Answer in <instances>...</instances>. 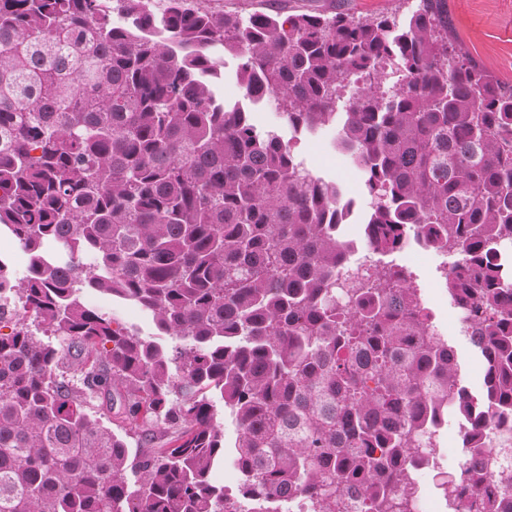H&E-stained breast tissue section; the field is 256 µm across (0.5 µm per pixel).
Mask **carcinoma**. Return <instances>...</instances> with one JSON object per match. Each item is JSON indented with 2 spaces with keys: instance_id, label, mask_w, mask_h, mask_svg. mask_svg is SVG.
Listing matches in <instances>:
<instances>
[{
  "instance_id": "carcinoma-1",
  "label": "carcinoma",
  "mask_w": 512,
  "mask_h": 512,
  "mask_svg": "<svg viewBox=\"0 0 512 512\" xmlns=\"http://www.w3.org/2000/svg\"><path fill=\"white\" fill-rule=\"evenodd\" d=\"M162 2L0 0V228L34 265L0 333V512H236L210 482L229 453L234 495L261 512L293 490L339 512L357 489L382 494L368 512H394L388 493L408 488L448 406L512 421V266L491 255L512 246V85L450 38L448 0L405 21ZM226 53L242 102L214 91ZM392 55L406 83L348 102L340 144L364 174L371 252L412 235L461 253L448 293L480 333L479 398L403 269L336 301L352 202L247 106L328 126L351 72ZM85 288L140 304L176 344L84 304ZM482 437V417L466 422L465 452ZM482 481L442 487L464 512H498Z\"/></svg>"
}]
</instances>
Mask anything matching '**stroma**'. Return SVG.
Segmentation results:
<instances>
[{
	"mask_svg": "<svg viewBox=\"0 0 512 512\" xmlns=\"http://www.w3.org/2000/svg\"><path fill=\"white\" fill-rule=\"evenodd\" d=\"M196 4L215 13L234 12L244 17L270 9L286 15L301 11L328 15L340 9L354 17L391 14L403 18L417 9L419 0H196ZM448 16L457 43L493 77L512 82V0H448ZM254 112L261 125L292 144L298 160L314 174L336 183L344 198L354 202V213L344 234L361 237L367 208L362 172L352 155L338 147L336 131L294 132L271 102L255 107ZM84 300L141 338L167 349L172 347V339L157 330L151 315L140 306L94 290L86 291ZM445 340L456 354L462 385L480 394L484 366L469 337L449 325Z\"/></svg>",
	"mask_w": 512,
	"mask_h": 512,
	"instance_id": "35a3bbf8",
	"label": "stroma"
}]
</instances>
